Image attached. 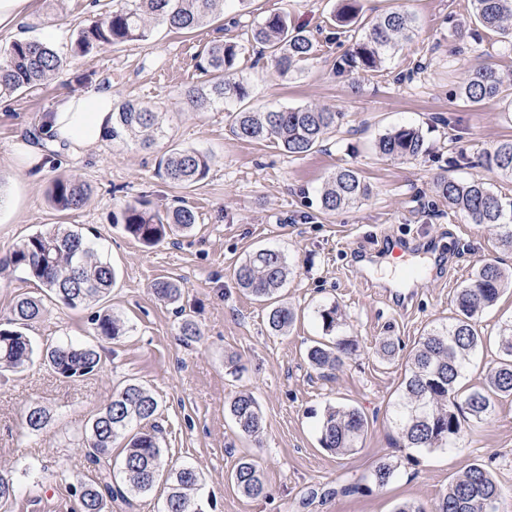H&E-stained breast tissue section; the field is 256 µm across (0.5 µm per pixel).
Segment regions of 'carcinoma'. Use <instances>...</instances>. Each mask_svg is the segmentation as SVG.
<instances>
[{
    "mask_svg": "<svg viewBox=\"0 0 512 512\" xmlns=\"http://www.w3.org/2000/svg\"><path fill=\"white\" fill-rule=\"evenodd\" d=\"M222 0H125L121 7L80 29L72 44L75 56L94 50L112 48L149 38L152 26L162 24L172 30L192 33L206 25L220 10ZM474 22L482 28L512 38V0H470ZM357 0H336L331 22L349 29L357 22ZM414 31V19L406 11L385 13L356 29L358 36L336 60V73L379 72L392 58L400 39ZM250 41L269 52L274 68L282 75L293 72L314 53V42L303 29L292 28L279 13L270 14L251 28ZM241 44L216 42L196 55V68L208 79L185 93L191 107L203 110L215 105L234 103L231 132L240 139L273 141L289 154L311 151L322 136L336 127L342 113L328 107L304 105L254 111L242 106L250 97L249 83L236 76L242 54ZM63 65L61 57L49 44L22 39L0 51V96L24 92L52 79ZM462 99L472 105L498 100L512 105V89L505 85L499 72L490 66L474 69L460 88ZM160 114L140 102L118 106L112 123L111 139L115 144L138 143L150 148L162 139ZM379 155L394 160L416 159L427 151L422 132L413 127H399L379 137ZM484 166L498 176L512 178V139L498 142L484 154ZM207 154L191 147L172 146L159 162V172L166 180L194 187L208 175ZM436 192L448 209L467 217L472 224H493L506 228L501 242L512 248V204L506 205L491 184L484 179L458 180L442 176ZM369 195L368 185L358 172L340 168L326 180L321 191V205L327 212L356 204ZM88 197V187L75 178L54 180L48 193L51 206L59 211L81 207ZM197 222L195 211L185 205L160 212L150 201L138 199L127 204L121 224L125 233L145 246L155 245L179 232L189 231ZM3 263L24 271L45 297L19 298L11 318L0 323V375L14 372L39 359L54 374L73 381L100 368L101 356L96 348L83 342H61L40 348L22 329L39 318L48 298L66 308L94 307L112 291L116 272L103 259L82 232L58 224L49 231L31 234L21 240L3 259ZM292 269L286 255L272 248L249 254L236 269L238 287L252 296L271 300L287 283ZM512 288V273L493 263L478 267L468 282L456 293L457 315L452 322L436 326L420 338L408 356V375L404 394L393 405L392 419L407 442L420 450L449 447L460 435L461 411L476 420L486 419L494 410L493 396L512 395V322L499 330L500 358L488 386L467 393L463 403L452 398L458 380L464 375L471 357L482 345L475 331L476 317L493 306L506 288ZM154 293L174 303L181 288L172 280L154 284ZM323 331L332 337L315 342L307 350L311 365L333 371L355 350V341L335 332L342 325L338 307L325 306L317 311ZM294 322L291 308L278 304L268 314L269 330L276 335L288 333ZM95 335L116 340L126 332L124 322L102 307L92 318ZM159 409L155 396L136 382H129L112 393L103 410L85 427L80 438L84 461L95 478L73 487L80 512H112V504H131L129 495L146 493L163 480L169 492L162 512H196L190 492L199 486L201 476L193 467L164 469L160 446ZM229 412L238 431L256 437L263 428V418L255 398L243 393L230 403ZM51 422L50 412L38 403L31 404L25 415L30 433H41ZM367 429L365 416L356 408L329 406L320 420L321 447L336 455H347ZM122 440L118 455L114 444ZM397 465L381 459L369 472L370 480L387 485L396 475ZM237 490L248 498L268 495L267 487L256 466L240 461L232 475ZM499 488L482 464L470 465L448 486L430 509L409 502L395 512H496Z\"/></svg>",
    "mask_w": 512,
    "mask_h": 512,
    "instance_id": "1",
    "label": "carcinoma"
}]
</instances>
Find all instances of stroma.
<instances>
[{
	"label": "stroma",
	"mask_w": 512,
	"mask_h": 512,
	"mask_svg": "<svg viewBox=\"0 0 512 512\" xmlns=\"http://www.w3.org/2000/svg\"><path fill=\"white\" fill-rule=\"evenodd\" d=\"M109 6L110 0H36L16 35L0 33V47L17 36L38 37L66 59L46 84L0 98V258L28 235L55 224L75 226L116 270L104 305L126 326L118 340L101 338L93 333V308L51 303L28 328L39 346L69 338L94 345L101 368L72 381L37 362L0 377V474L18 477L27 464L32 473L55 476L40 501L18 492L8 512H78L70 487L92 474L77 433L130 380L159 401L167 466L200 472L192 497L202 512H394L403 502L428 508L474 463L498 482L497 512H512V396L497 398L489 418L466 420L455 447L447 449L405 447L391 416L407 356L425 332L452 320L458 289L486 262L512 272V249L502 245L500 228L451 213L435 189L443 175L486 177L495 193L512 199V179L488 176L478 164L496 142L512 138V111L499 102L470 106L459 95L469 72L481 65L512 79V40L486 30L472 35L468 0H360L359 24L401 9L414 15L416 34L381 71L339 76L333 64L352 41L328 24L333 0H246L190 35L158 26L149 40L72 55L79 29ZM274 12L316 40L312 57L286 76L247 43L255 20ZM217 40L244 44L238 73L250 83L255 110L327 106L344 112L341 126L311 151L291 156L273 142L234 136L228 106L191 111L184 93L203 80L195 56ZM94 84L111 87L116 102L140 101L160 112L166 132L160 146L107 139L82 154L45 152L33 165L16 157L15 145L40 136L44 116L61 96ZM399 127L419 129L427 152L408 161L380 157L376 141ZM172 144L210 155L201 184L182 188L158 175L160 149ZM459 157L466 165H456ZM341 167L355 169L370 194L330 213L321 207L319 189ZM62 176L88 185L82 208H52L48 191ZM140 196L160 210L184 201L197 215L194 228L152 247L140 244L116 223L127 202ZM424 231L458 240V254L441 278L422 281L404 307H396L385 289L364 279L351 254L377 248L383 235ZM262 247L281 250L293 269L278 293L295 313L284 335L269 331L267 303L236 284L237 267ZM161 278L179 282L178 302L155 296ZM331 305L344 316L340 335L354 339L357 349L339 369L322 374L309 364L306 349L324 340L316 311ZM187 316L199 334L186 345L180 326ZM510 321L512 288L479 315L475 329L483 347L459 380L458 395L486 386L499 357V328ZM385 337L399 345L389 360L378 352ZM242 392L259 404V438L241 435L230 416L229 404ZM33 403L52 415L39 434L24 429ZM329 406L359 409L367 419L351 454L320 446L318 424ZM244 457L262 473L266 497H244L232 484ZM380 458L397 464L396 478L383 487L364 483ZM345 485L355 493L341 494Z\"/></svg>",
	"instance_id": "obj_1"
}]
</instances>
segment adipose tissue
<instances>
[{
	"instance_id": "1",
	"label": "adipose tissue",
	"mask_w": 512,
	"mask_h": 512,
	"mask_svg": "<svg viewBox=\"0 0 512 512\" xmlns=\"http://www.w3.org/2000/svg\"><path fill=\"white\" fill-rule=\"evenodd\" d=\"M114 107L112 91L107 87L93 86L81 94L63 97L45 121L52 139L41 147L18 145L17 152L35 162L47 148L66 145L78 152L94 147L111 130Z\"/></svg>"
}]
</instances>
